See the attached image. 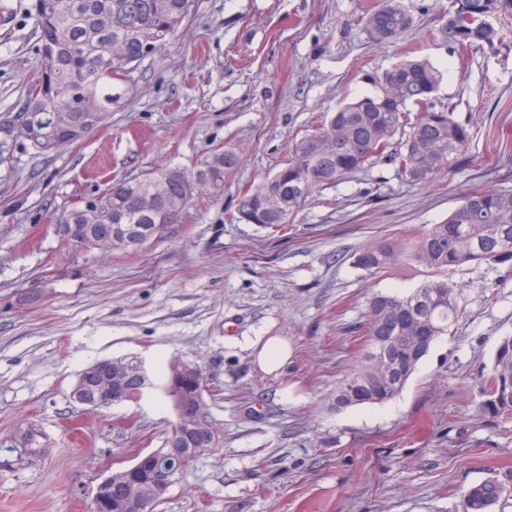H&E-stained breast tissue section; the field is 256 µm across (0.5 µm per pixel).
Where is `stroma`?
<instances>
[{
	"instance_id": "1",
	"label": "stroma",
	"mask_w": 512,
	"mask_h": 512,
	"mask_svg": "<svg viewBox=\"0 0 512 512\" xmlns=\"http://www.w3.org/2000/svg\"><path fill=\"white\" fill-rule=\"evenodd\" d=\"M29 2L0 0V443L34 422L47 448L36 465L0 469V512H92L104 475L170 435L163 385L176 355L200 366L224 440L155 512H458L488 480L505 488L491 512H512V418L481 409L482 376L512 336L511 271L449 272L463 313L401 393L334 401L372 296L432 275L370 273L354 254L441 223L476 188L512 190V9L493 20L496 48L462 60L439 33L451 0H403L416 25L381 46L359 22L381 0H194L179 39L113 82L105 123L43 153L16 123L38 64ZM409 51L440 69L438 101L473 127L464 163L412 186L379 161L313 193L281 238L232 222L245 185ZM215 148L241 158L223 194L192 201L139 253L102 261L61 242L58 218L110 184L193 167ZM261 336L294 350L280 377L255 361ZM131 356L152 381L139 399L73 403L81 370Z\"/></svg>"
}]
</instances>
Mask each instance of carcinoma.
<instances>
[{
	"label": "carcinoma",
	"mask_w": 512,
	"mask_h": 512,
	"mask_svg": "<svg viewBox=\"0 0 512 512\" xmlns=\"http://www.w3.org/2000/svg\"><path fill=\"white\" fill-rule=\"evenodd\" d=\"M50 9L33 12L38 31L37 53L47 46L58 51L50 64L40 63L25 103L29 121L44 125L49 134L57 124L75 121L87 135L103 124L112 108V81L125 77L124 60L141 53L144 39L155 38L154 49L173 43L188 16L186 0H46ZM512 0H452L448 20L440 32L459 52L493 48L499 30L490 18ZM372 40L391 43L415 23L402 0H384L363 13ZM441 72L425 59L406 57L373 83V91L344 103L314 126L295 145L292 157L272 176L241 190L235 220L249 217L274 232L282 230L306 199L326 190L380 159L395 165L397 175L424 186L442 171L454 168L473 138L472 127L457 120L452 109L437 104L435 94ZM417 108L408 120V106ZM240 158L232 151L214 152L181 185L162 166L142 178L113 184L91 204L90 231L99 238L98 255L133 253L112 237L127 234L149 240L159 213L168 205L185 212L195 199L217 196L224 177ZM354 264L377 272L395 266H419L434 275L405 295L376 294L368 304L365 344L358 365L336 388V407L383 403L406 385L428 354L412 337L448 334L461 314L463 289L448 280V271L464 265H488L512 270V193L484 186L468 193L440 224L399 241H377L364 246ZM387 354L398 367L386 379L376 360ZM207 385L187 381L183 395L196 402L195 413L206 423L213 420L205 401ZM482 408L512 417V336L497 344L484 380ZM47 447L45 434L34 423L15 436L5 452L15 463L33 460ZM183 476L176 459L164 449L153 450V464L141 480V493L151 495V483L166 480L174 486ZM502 487L495 481L475 486L463 495L462 512H489Z\"/></svg>",
	"instance_id": "1"
}]
</instances>
